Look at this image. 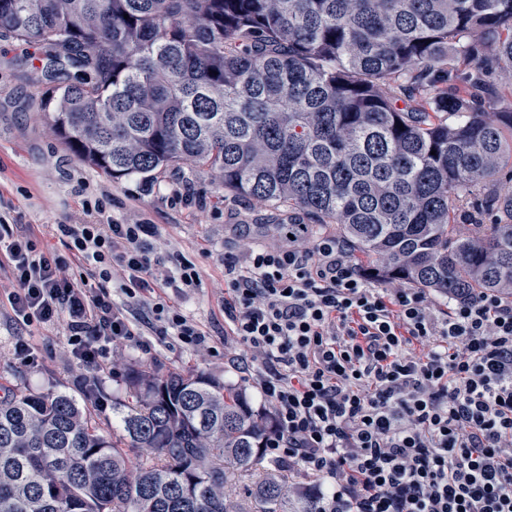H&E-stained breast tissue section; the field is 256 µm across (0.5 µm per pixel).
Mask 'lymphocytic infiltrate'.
Returning a JSON list of instances; mask_svg holds the SVG:
<instances>
[{"label":"lymphocytic infiltrate","mask_w":512,"mask_h":512,"mask_svg":"<svg viewBox=\"0 0 512 512\" xmlns=\"http://www.w3.org/2000/svg\"><path fill=\"white\" fill-rule=\"evenodd\" d=\"M92 214L55 225L54 247L0 216L16 325L64 323L93 377L146 331L205 346L161 294L198 287L192 263L156 256V225ZM224 321L229 363L271 410L264 455L311 480L314 512H512V296L443 311L376 284L336 238L296 237L225 255Z\"/></svg>","instance_id":"lymphocytic-infiltrate-1"}]
</instances>
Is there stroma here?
<instances>
[{
	"mask_svg": "<svg viewBox=\"0 0 512 512\" xmlns=\"http://www.w3.org/2000/svg\"><path fill=\"white\" fill-rule=\"evenodd\" d=\"M45 64V47L0 38V215L29 225L45 242L53 225L74 223L87 203L99 204L103 221L156 225L158 254L179 251L198 272L199 287L186 289L178 302L205 332L207 346L198 350L152 336L144 346L111 349L109 361L213 375L243 390L253 409L263 411L257 393L224 360V255L239 253L245 243L282 241L289 225L310 223V216L225 192L215 173L189 164L149 178L113 179L75 156L53 129L47 114L56 84L45 77ZM65 334L60 322L19 329L0 305V397L14 391L81 397L86 370L68 353ZM21 335L34 350L33 364L14 356Z\"/></svg>",
	"mask_w": 512,
	"mask_h": 512,
	"instance_id": "35a3bbf8",
	"label": "stroma"
}]
</instances>
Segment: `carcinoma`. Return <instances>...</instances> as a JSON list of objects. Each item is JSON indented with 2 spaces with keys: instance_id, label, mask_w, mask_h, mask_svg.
<instances>
[{
  "instance_id": "carcinoma-1",
  "label": "carcinoma",
  "mask_w": 512,
  "mask_h": 512,
  "mask_svg": "<svg viewBox=\"0 0 512 512\" xmlns=\"http://www.w3.org/2000/svg\"><path fill=\"white\" fill-rule=\"evenodd\" d=\"M4 36L49 49L48 118L112 178L206 167L379 282L512 293V0H0ZM122 376L109 438L68 395L0 400V512H313L287 468L254 478L271 422L242 391Z\"/></svg>"
}]
</instances>
